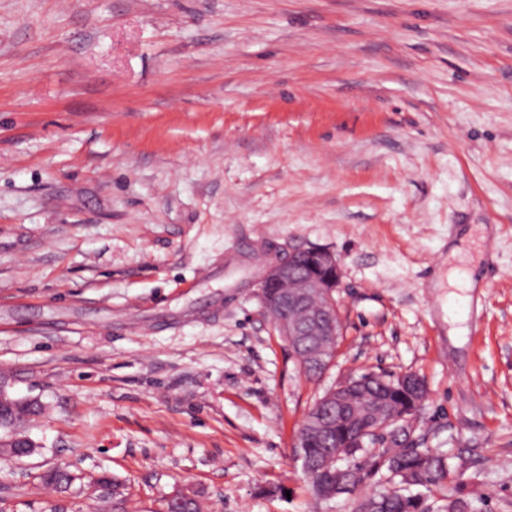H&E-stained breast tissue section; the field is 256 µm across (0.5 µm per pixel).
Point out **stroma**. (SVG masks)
Masks as SVG:
<instances>
[{
	"instance_id": "35a3bbf8",
	"label": "stroma",
	"mask_w": 512,
	"mask_h": 512,
	"mask_svg": "<svg viewBox=\"0 0 512 512\" xmlns=\"http://www.w3.org/2000/svg\"><path fill=\"white\" fill-rule=\"evenodd\" d=\"M311 246L342 280L317 378L258 297ZM405 372L417 443L512 512V0H0V377L43 406L0 512H99L102 472L121 512H353L299 425Z\"/></svg>"
}]
</instances>
